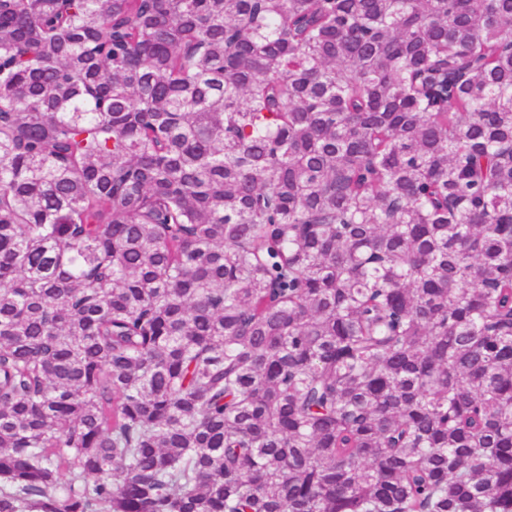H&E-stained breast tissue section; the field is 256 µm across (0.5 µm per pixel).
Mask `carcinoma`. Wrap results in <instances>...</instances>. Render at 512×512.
Instances as JSON below:
<instances>
[{
	"mask_svg": "<svg viewBox=\"0 0 512 512\" xmlns=\"http://www.w3.org/2000/svg\"><path fill=\"white\" fill-rule=\"evenodd\" d=\"M0 512H512V0H0Z\"/></svg>",
	"mask_w": 512,
	"mask_h": 512,
	"instance_id": "cac0c4a2",
	"label": "carcinoma"
}]
</instances>
